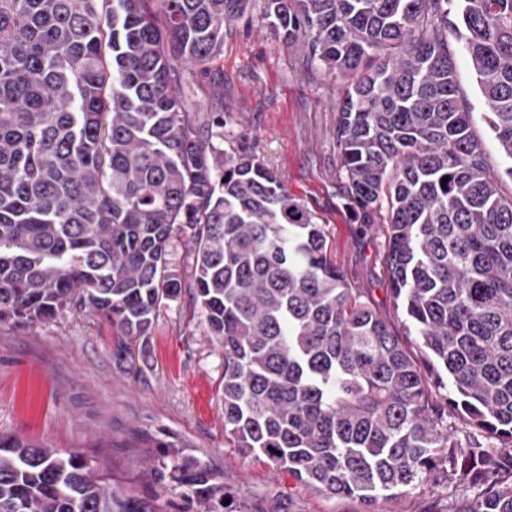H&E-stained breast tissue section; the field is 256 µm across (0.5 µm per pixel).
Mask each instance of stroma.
Returning a JSON list of instances; mask_svg holds the SVG:
<instances>
[{"label":"stroma","mask_w":512,"mask_h":512,"mask_svg":"<svg viewBox=\"0 0 512 512\" xmlns=\"http://www.w3.org/2000/svg\"><path fill=\"white\" fill-rule=\"evenodd\" d=\"M262 0H250L224 37L214 63L222 83L196 64L178 67L177 87L201 126L224 115L213 144L244 149L274 169L327 231L332 259L353 287L403 330L381 261V224L358 223L345 204V173L336 142L338 82L309 62L300 45L260 26ZM460 93L483 138L491 170L502 175L512 159L488 126L485 99L462 41L449 35ZM115 328L83 311L55 320L0 326V432L38 445L81 453L121 487L160 512H192L184 488L161 474L164 444L182 445L184 457L222 476L250 512H447L444 486L379 502L329 498L287 472L242 456L224 438L219 387L224 351L210 344L189 297L161 310L134 362L114 353Z\"/></svg>","instance_id":"35a3bbf8"}]
</instances>
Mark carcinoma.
<instances>
[{"label": "carcinoma", "instance_id": "obj_1", "mask_svg": "<svg viewBox=\"0 0 512 512\" xmlns=\"http://www.w3.org/2000/svg\"><path fill=\"white\" fill-rule=\"evenodd\" d=\"M154 3L163 19L147 9ZM249 0H0V323L66 309L135 361L189 293L224 348V439L328 497L479 490L512 512V193L487 163L454 29L512 159V0H263L261 22L345 79L348 201L385 223L412 348L328 254L324 225L258 156L218 151L175 88ZM448 181H442V178ZM188 235L193 272L172 259ZM508 441L461 440L448 412ZM196 512H251L171 445ZM0 512H157L76 452L0 433Z\"/></svg>", "mask_w": 512, "mask_h": 512}]
</instances>
